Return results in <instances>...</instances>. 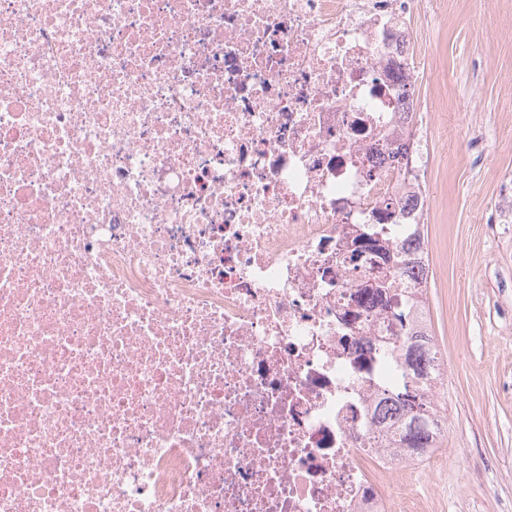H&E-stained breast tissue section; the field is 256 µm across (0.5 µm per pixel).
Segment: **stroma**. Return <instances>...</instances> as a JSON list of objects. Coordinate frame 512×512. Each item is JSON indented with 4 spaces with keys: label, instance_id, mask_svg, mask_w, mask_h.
<instances>
[{
    "label": "stroma",
    "instance_id": "obj_1",
    "mask_svg": "<svg viewBox=\"0 0 512 512\" xmlns=\"http://www.w3.org/2000/svg\"><path fill=\"white\" fill-rule=\"evenodd\" d=\"M420 59L422 121L452 135L482 132L449 164L439 141L429 143L426 305L448 369L436 398L448 427L414 465L420 512H512V231L485 221L499 172L512 169V110L503 107L512 99V0L480 13L453 0L439 26L423 31Z\"/></svg>",
    "mask_w": 512,
    "mask_h": 512
}]
</instances>
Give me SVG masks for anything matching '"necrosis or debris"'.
Here are the masks:
<instances>
[{"label": "necrosis or debris", "instance_id": "4bbe7bcc", "mask_svg": "<svg viewBox=\"0 0 512 512\" xmlns=\"http://www.w3.org/2000/svg\"><path fill=\"white\" fill-rule=\"evenodd\" d=\"M448 0H0V512H409L379 257ZM408 144L407 157L395 154Z\"/></svg>", "mask_w": 512, "mask_h": 512}]
</instances>
